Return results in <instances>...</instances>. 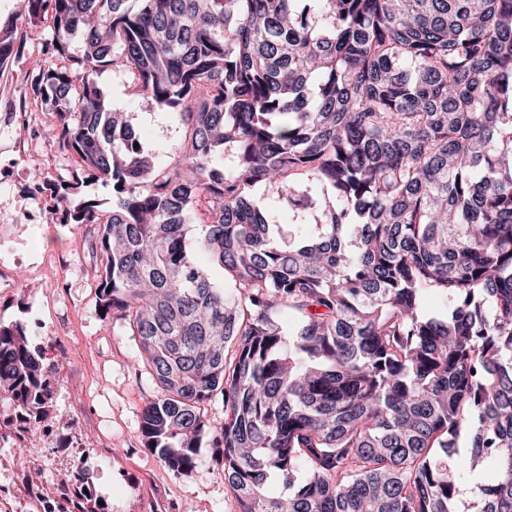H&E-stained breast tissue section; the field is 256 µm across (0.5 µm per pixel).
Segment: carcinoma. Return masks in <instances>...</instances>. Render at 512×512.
Masks as SVG:
<instances>
[{
  "mask_svg": "<svg viewBox=\"0 0 512 512\" xmlns=\"http://www.w3.org/2000/svg\"><path fill=\"white\" fill-rule=\"evenodd\" d=\"M49 1L71 65L39 88L81 171L54 189L151 370L143 446L188 478L209 440L239 512H512V0H26L27 26ZM109 66L177 143L112 107ZM44 359L0 323L27 433Z\"/></svg>",
  "mask_w": 512,
  "mask_h": 512,
  "instance_id": "carcinoma-1",
  "label": "carcinoma"
}]
</instances>
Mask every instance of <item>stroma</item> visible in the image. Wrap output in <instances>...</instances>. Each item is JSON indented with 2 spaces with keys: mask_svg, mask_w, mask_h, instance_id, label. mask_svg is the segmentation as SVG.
I'll use <instances>...</instances> for the list:
<instances>
[{
  "mask_svg": "<svg viewBox=\"0 0 512 512\" xmlns=\"http://www.w3.org/2000/svg\"><path fill=\"white\" fill-rule=\"evenodd\" d=\"M52 35L44 25L0 66V322L38 329L54 384L53 408L26 440L49 448L45 466H13V446L0 444V487L54 500L60 480L77 475L106 512H238L218 449L202 446L186 478L143 446L141 413L154 380L123 321L98 311L90 226L62 223L64 204L52 192L78 168L55 143L54 103L33 89L56 64L43 48ZM96 80L144 137L175 142V123L150 100L128 95L120 72L105 68Z\"/></svg>",
  "mask_w": 512,
  "mask_h": 512,
  "instance_id": "1",
  "label": "stroma"
}]
</instances>
